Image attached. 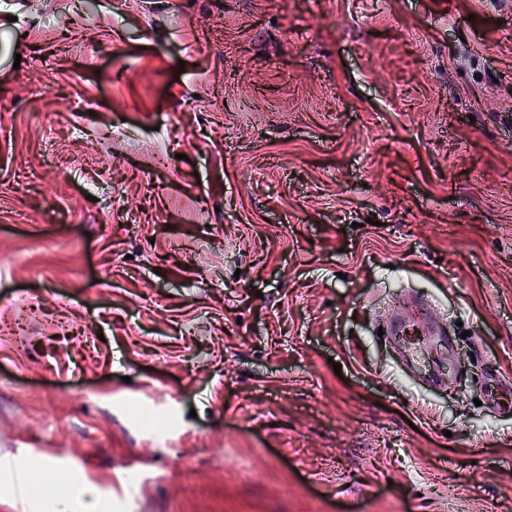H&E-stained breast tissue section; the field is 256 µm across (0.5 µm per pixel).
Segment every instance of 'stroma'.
Listing matches in <instances>:
<instances>
[{"label": "stroma", "instance_id": "35a3bbf8", "mask_svg": "<svg viewBox=\"0 0 512 512\" xmlns=\"http://www.w3.org/2000/svg\"><path fill=\"white\" fill-rule=\"evenodd\" d=\"M509 385L512 0L0 4V512H512Z\"/></svg>", "mask_w": 512, "mask_h": 512}]
</instances>
